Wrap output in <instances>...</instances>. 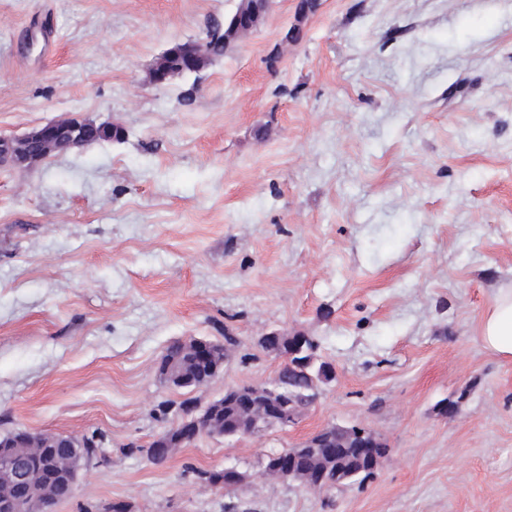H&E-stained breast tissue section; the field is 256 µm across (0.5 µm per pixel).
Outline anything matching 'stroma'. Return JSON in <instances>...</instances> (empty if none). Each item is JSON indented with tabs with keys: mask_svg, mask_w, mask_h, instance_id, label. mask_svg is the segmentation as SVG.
<instances>
[{
	"mask_svg": "<svg viewBox=\"0 0 512 512\" xmlns=\"http://www.w3.org/2000/svg\"><path fill=\"white\" fill-rule=\"evenodd\" d=\"M237 3L0 0V135L126 131L0 167V435L104 434L56 512H512V361L478 334L512 285V0H273L205 69L150 82ZM275 329L336 366L295 424L141 452L186 396L157 377L169 345L235 337L208 401L277 375ZM330 424L386 444L370 477H258ZM284 453L271 456L269 466L272 473L271 479L281 482L287 481H299L302 486L310 490H321L324 489L321 486V481H315L309 477L308 474H303L300 477L295 476L293 473L288 472V469L283 467L280 461V457Z\"/></svg>",
	"mask_w": 512,
	"mask_h": 512,
	"instance_id": "stroma-1",
	"label": "stroma"
}]
</instances>
